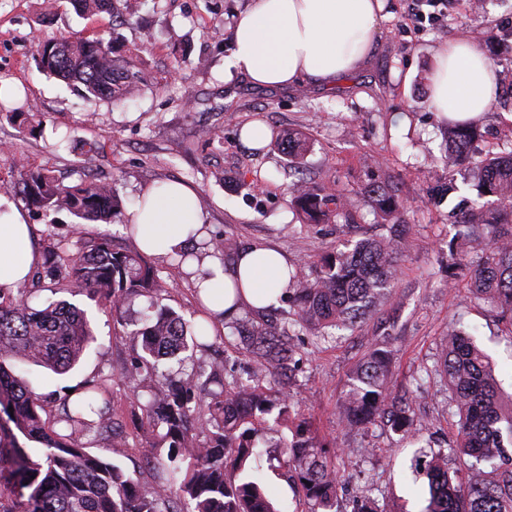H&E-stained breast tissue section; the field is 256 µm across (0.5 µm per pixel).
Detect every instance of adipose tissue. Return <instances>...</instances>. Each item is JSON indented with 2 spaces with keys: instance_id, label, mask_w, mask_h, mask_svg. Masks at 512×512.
<instances>
[{
  "instance_id": "1",
  "label": "adipose tissue",
  "mask_w": 512,
  "mask_h": 512,
  "mask_svg": "<svg viewBox=\"0 0 512 512\" xmlns=\"http://www.w3.org/2000/svg\"><path fill=\"white\" fill-rule=\"evenodd\" d=\"M383 8V0H252L236 21L224 74L265 88L309 80L333 85L367 63ZM498 93L496 73L476 42L458 36L436 49L434 112L464 122L486 112ZM129 221L143 252L168 258L191 249L208 229L198 193L178 182L145 189ZM38 261L21 211L0 197V292H15ZM186 268L215 319L237 300L258 310L278 305L288 288L286 257L261 243L240 251L231 263L207 254Z\"/></svg>"
}]
</instances>
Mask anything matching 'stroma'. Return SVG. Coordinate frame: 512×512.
I'll return each instance as SVG.
<instances>
[{
	"mask_svg": "<svg viewBox=\"0 0 512 512\" xmlns=\"http://www.w3.org/2000/svg\"><path fill=\"white\" fill-rule=\"evenodd\" d=\"M44 2L0 0V80L20 83L25 102L38 112L35 128L23 129L11 116L12 105L0 106V184L13 181L18 165L25 164L67 182L90 176L114 183L130 207L143 188L179 180L199 193L210 238L234 237L242 249L270 243L308 273L322 255L362 236L385 234L361 192L385 181L397 186L407 201L409 230L389 300L356 329L325 341L300 332V364L289 395L317 436L340 449L334 460L341 475L337 512H350L353 501L364 499L377 512H425L424 449L432 441L448 445L458 433V418L448 412V381L435 371L449 327L463 329L488 355L501 405L512 408V330L474 298L468 270L448 272V242L456 232L452 212L469 190L460 170L441 162L448 123L430 107L434 49L463 34L484 48L496 74L512 72V53L498 41L512 31V0H484L479 10L468 0H445L424 6L420 18L409 14L407 0H385L363 69L328 89L307 83L278 90L224 78L234 21L251 0H142L140 11L123 21L79 16L69 0H56L49 12ZM74 33L109 42L129 60L142 77L135 99H87L38 69V41ZM256 119L310 137L299 169H290L278 148L257 150L241 141V126ZM480 123L484 136L477 151L495 155L512 149L499 134L512 125V92L501 91ZM300 177L343 193L355 223L304 226L290 189ZM447 181L455 192L438 194V185ZM22 213L41 253L54 240L73 250L101 237L118 248L135 247L120 220L81 224L65 211L26 207ZM146 262L165 287L164 304L186 320L196 319L200 308L190 276L160 256ZM73 302L86 311L95 335L79 365L63 375L31 363L22 369L45 396L51 418L68 390L101 383L125 425L127 443L117 447L102 438L92 453L122 466L139 485L154 486L162 471L141 455L154 436L139 430L132 416L139 387L120 376L135 352L133 338L98 299L83 293ZM376 344L391 353L390 391L409 396L416 414L415 429L405 437L380 423L350 430L338 415L353 367ZM227 365L241 377L251 360L220 336L196 350L186 367L173 363L169 369L194 382ZM256 463L281 512H308L304 492L286 468L271 465L265 454Z\"/></svg>",
	"mask_w": 512,
	"mask_h": 512,
	"instance_id": "1",
	"label": "stroma"
}]
</instances>
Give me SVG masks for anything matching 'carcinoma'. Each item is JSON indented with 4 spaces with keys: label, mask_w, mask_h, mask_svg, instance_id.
<instances>
[{
    "label": "carcinoma",
    "mask_w": 512,
    "mask_h": 512,
    "mask_svg": "<svg viewBox=\"0 0 512 512\" xmlns=\"http://www.w3.org/2000/svg\"><path fill=\"white\" fill-rule=\"evenodd\" d=\"M85 16L112 15L114 0H72ZM36 62L51 75L78 85L89 95L124 99L141 83L128 63L112 55V46L83 36L38 42ZM477 124L448 128L446 167H469L476 197L457 223V237L476 238L483 248L464 259L448 247V267L466 264L476 299L511 326L512 337V151L481 156L472 151ZM278 147L298 164L308 150L301 132L282 137ZM4 193L26 203L66 211L88 224H110L122 213V199L109 182L81 179L65 185L42 169L20 165L18 178ZM295 203L308 224L349 219L346 203L323 188L303 181L292 184ZM368 206L385 219L407 209L392 184L362 191ZM388 237H368L353 248L321 258L319 271L308 278L291 274L288 301L295 319L257 320L252 312L233 318L229 343L253 360L250 379L224 382L214 373L197 386L174 382L166 363L184 364L198 348L209 346L204 326L195 327L166 305L153 302L130 332L139 352L121 376L142 383L138 426L161 428L168 458L181 459L167 470L164 482L139 488L124 469L90 452L100 437L118 439L111 401L96 385H86L66 400L56 424L43 417V397L12 361L23 358L56 374L79 362L94 340L83 310L65 299L43 308L30 306L24 288L0 293V486L14 499H0V512H279L259 473L251 466L261 443L262 426L295 423L292 437L278 444L310 504L309 512H336L341 479L331 462L336 444L318 439L311 422L299 417L288 393L293 371L294 325L312 328L321 337L334 329H352L390 294L395 259L402 237L391 225ZM45 277L61 293H89L110 307L124 325L122 308L137 295L152 296L158 276L139 254L116 249L107 239L91 240L73 252L53 244ZM448 378L452 413L459 417L458 438L450 453L463 464L448 468V454L437 452L425 468L427 512H512V410L499 405V389L490 362L468 335L453 328L436 362ZM390 354L373 348L356 365L340 405L345 425L359 429L376 419L404 436L414 421L406 398H390ZM159 444V445H161ZM159 445L143 449L148 462H159Z\"/></svg>",
    "instance_id": "obj_1"
}]
</instances>
